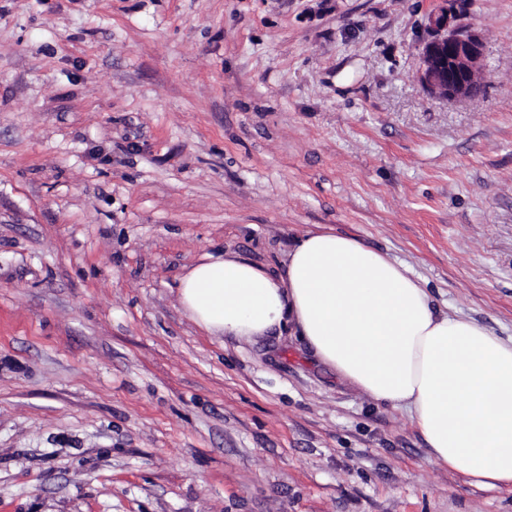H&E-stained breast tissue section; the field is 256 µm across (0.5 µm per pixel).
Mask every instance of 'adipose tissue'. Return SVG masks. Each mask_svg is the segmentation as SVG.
Listing matches in <instances>:
<instances>
[{
  "mask_svg": "<svg viewBox=\"0 0 512 512\" xmlns=\"http://www.w3.org/2000/svg\"><path fill=\"white\" fill-rule=\"evenodd\" d=\"M179 299L215 336L250 339L294 323L344 380L405 408L435 463L512 488V340L437 314L401 263L356 239L312 233L282 273L205 256L181 277Z\"/></svg>",
  "mask_w": 512,
  "mask_h": 512,
  "instance_id": "adipose-tissue-1",
  "label": "adipose tissue"
}]
</instances>
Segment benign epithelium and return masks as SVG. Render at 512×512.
<instances>
[{
  "label": "benign epithelium",
  "instance_id": "7a95c632",
  "mask_svg": "<svg viewBox=\"0 0 512 512\" xmlns=\"http://www.w3.org/2000/svg\"><path fill=\"white\" fill-rule=\"evenodd\" d=\"M428 16L432 38L421 51L418 81L432 95L448 100H467L480 95L477 79L483 62L481 31L458 24L450 0Z\"/></svg>",
  "mask_w": 512,
  "mask_h": 512
}]
</instances>
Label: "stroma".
Wrapping results in <instances>:
<instances>
[{"label": "stroma", "mask_w": 512, "mask_h": 512, "mask_svg": "<svg viewBox=\"0 0 512 512\" xmlns=\"http://www.w3.org/2000/svg\"><path fill=\"white\" fill-rule=\"evenodd\" d=\"M483 90L418 82L436 0H0V512H512L293 328L179 279L306 233L512 339V0H456Z\"/></svg>", "instance_id": "35a3bbf8"}]
</instances>
